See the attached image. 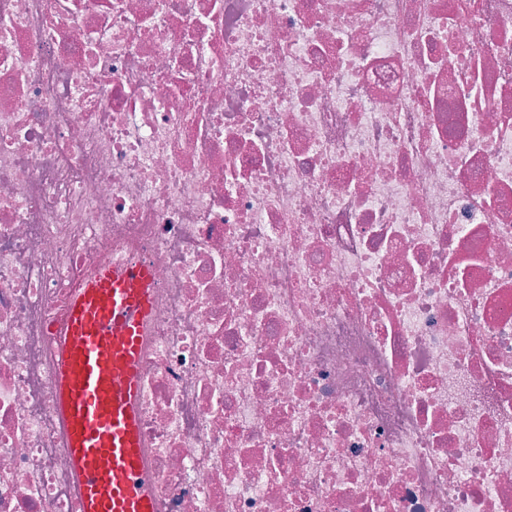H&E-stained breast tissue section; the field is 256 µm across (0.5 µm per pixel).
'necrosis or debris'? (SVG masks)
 I'll use <instances>...</instances> for the list:
<instances>
[{
    "label": "necrosis or debris",
    "instance_id": "obj_1",
    "mask_svg": "<svg viewBox=\"0 0 512 512\" xmlns=\"http://www.w3.org/2000/svg\"><path fill=\"white\" fill-rule=\"evenodd\" d=\"M132 260L157 512H512V0H0V512Z\"/></svg>",
    "mask_w": 512,
    "mask_h": 512
}]
</instances>
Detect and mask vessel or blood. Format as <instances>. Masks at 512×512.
I'll return each instance as SVG.
<instances>
[{"label": "vessel or blood", "instance_id": "b4317fda", "mask_svg": "<svg viewBox=\"0 0 512 512\" xmlns=\"http://www.w3.org/2000/svg\"><path fill=\"white\" fill-rule=\"evenodd\" d=\"M153 287L147 263L104 267L69 302L54 350L55 389L81 512H156L138 417Z\"/></svg>", "mask_w": 512, "mask_h": 512}]
</instances>
